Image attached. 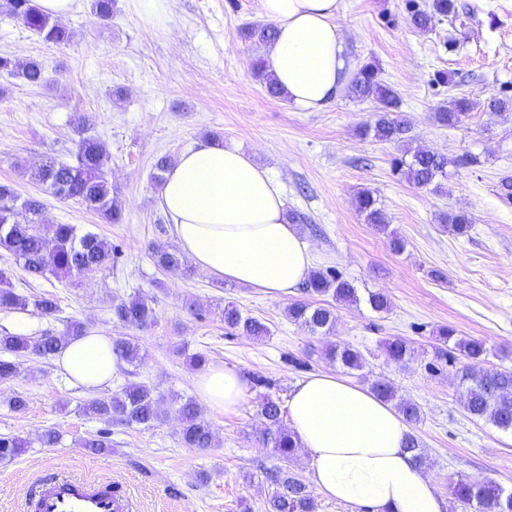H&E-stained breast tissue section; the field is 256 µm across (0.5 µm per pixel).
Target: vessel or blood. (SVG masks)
Instances as JSON below:
<instances>
[{"label":"vessel or blood","mask_w":512,"mask_h":512,"mask_svg":"<svg viewBox=\"0 0 512 512\" xmlns=\"http://www.w3.org/2000/svg\"><path fill=\"white\" fill-rule=\"evenodd\" d=\"M33 507L35 512H134L132 500L111 483L71 475L44 479Z\"/></svg>","instance_id":"vessel-or-blood-1"}]
</instances>
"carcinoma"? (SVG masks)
Listing matches in <instances>:
<instances>
[{
	"instance_id": "1",
	"label": "carcinoma",
	"mask_w": 512,
	"mask_h": 512,
	"mask_svg": "<svg viewBox=\"0 0 512 512\" xmlns=\"http://www.w3.org/2000/svg\"><path fill=\"white\" fill-rule=\"evenodd\" d=\"M4 15L21 23L55 46H66L71 42L72 33L58 20L42 13L34 0H4L0 5ZM457 13L455 0H431L426 7L415 6L410 11L411 23L422 30L430 29L445 17ZM246 37L259 45L274 40L276 31L270 23L250 24L245 28ZM253 69L263 80L267 93L279 98L282 92L274 78L266 70L265 63L258 59ZM18 76L30 86H42L48 82L43 63L36 59L25 62L9 56H0V74ZM349 93L358 99L372 97L378 101V118L368 126V131L381 140L405 143L409 128L399 117V97L388 85L378 78L376 68L371 64L361 66L354 76ZM471 103L456 100L435 112L438 125L453 127L463 121ZM93 119L81 117L78 124L80 140L76 160L73 162L50 158L30 170L33 179L42 184L46 191L61 195L63 199L79 201L94 211L107 224H121L124 215L114 195L112 183L105 171L107 152L103 142L90 135ZM407 158L401 161L406 179L419 188L431 185L441 188L439 180L448 177V157L425 148L406 149ZM358 210L365 222L379 231L387 229L384 211L377 206V200L369 191L358 195ZM42 204L34 198L21 199L11 186L0 182V250L8 253L33 279L54 277L58 280L79 278L85 274L112 265L115 248L98 235L82 233L74 224L41 223ZM451 230L465 234L471 228L470 217L463 213H451L446 218ZM156 266L173 273L186 274L190 271L186 257L176 248L164 244L153 245ZM303 291L310 296H330L333 302L300 300L288 307V319L306 330L312 336L331 334L336 323V304H356L360 301L358 288L339 276L333 270L312 271ZM34 308L42 316H51L59 311L55 298L35 296L30 298L14 291L6 271L0 270V309L26 310ZM112 315L125 326L146 328L156 321V312L149 300L139 294L112 305ZM224 325L230 331L244 336L262 337L268 327L259 319L244 315L233 305L224 307ZM84 332L82 323L71 321L60 333L47 332L38 338L24 334L0 336V353L13 359L0 358V382L9 381L20 373L19 357L37 356L50 358L68 339ZM451 327L439 329L435 336L434 356L448 359L453 350L462 351L468 364L461 373L465 384L462 403L473 418L485 420L497 429L512 432V369L487 368V349L478 340H456ZM387 360L401 365L415 356V347L402 338L386 339L382 343ZM112 353L119 360L134 363L140 360L137 344L125 337L112 339ZM325 357L346 371L360 370L365 363L363 353L349 345L332 344L325 350ZM371 391L395 406L409 424L421 420L420 407L409 400L397 398L395 388L388 382L371 383ZM164 397L144 383H129L120 393L110 397H91L81 406L83 415L105 424L83 447L95 452L112 448L109 440L110 424L142 426L152 428L166 415L162 409ZM258 412L264 419L261 441L271 449L272 457L279 466L267 472V478L274 485L265 502V512H316L317 503L309 485L291 467L295 460L298 443L291 430L283 424L281 402L269 395L263 397ZM180 422L179 438L186 448H209L214 435L211 424L204 419L197 403L186 399L176 408ZM30 441L20 436H0V459H11L26 448ZM454 505L450 512H456V505H462L467 512H512V492H505L491 481L470 478L458 479L452 487Z\"/></svg>"
}]
</instances>
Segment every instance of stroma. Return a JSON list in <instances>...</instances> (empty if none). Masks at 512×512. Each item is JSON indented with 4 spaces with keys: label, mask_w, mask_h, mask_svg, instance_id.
<instances>
[{
    "label": "stroma",
    "mask_w": 512,
    "mask_h": 512,
    "mask_svg": "<svg viewBox=\"0 0 512 512\" xmlns=\"http://www.w3.org/2000/svg\"><path fill=\"white\" fill-rule=\"evenodd\" d=\"M456 4V17L428 32L411 24L407 0H344L337 19L358 63L375 65L399 96L413 146L447 155L450 176L436 191L405 179L397 165L401 145L366 134L374 100L347 94L323 111L298 112L267 95L252 70L261 49L243 36L246 24L263 20L260 0H174L162 23L144 15L138 0H114L105 22L85 2L65 18L73 38L60 49L0 13V55L40 60L49 76L41 87L0 77V181L20 197L39 198L43 223L77 225L120 251L112 267L75 285L32 279L1 256L15 292L54 296L59 310L51 317L0 310V336L59 333L77 320L130 338L143 359L124 364L103 395L145 383L165 396L169 412L150 429L113 426L111 451L92 452L82 442L100 424L80 411L88 392L54 359L24 361L17 377L0 383V435L28 438L32 446L0 460V512H28L39 481L64 473L112 480L133 497L137 512H243L247 505L264 512L272 487L258 471L275 461L259 440L257 404L266 394L287 400L309 374L333 371L324 357L331 343L364 354L365 367L352 382L366 387L387 380L420 406L422 420L412 431L442 496L461 477L512 492V433L469 417L460 385L466 358L439 361L431 347L433 331L449 326L457 337L485 342L489 366L512 367V198L500 191L501 179L512 177V112L485 107L490 98L512 97V0ZM461 98L472 104L467 117L454 128L439 126L437 107ZM84 114L94 116L92 133L106 146L124 223H104L22 171L49 158L71 160ZM210 134L241 147L281 182L287 212L305 218L300 229L314 269H336L360 292L384 293L389 310L378 313L364 302L337 306L333 333L312 336L288 320V300L198 269L188 277L158 269L152 246L173 238L150 178L153 166ZM467 154L479 164L459 165ZM364 189L405 239L403 252L391 251L385 235L364 222L356 205ZM459 211L472 222L464 235L440 222L441 214ZM135 294L153 300L157 321L150 328L112 319L113 304ZM229 303L264 322L269 336L229 334L222 318ZM395 337L416 348L402 365L388 362L381 348ZM181 346L253 381L237 412L203 410L214 431L212 447L204 450L183 447L177 436L173 410L195 394V371L178 354ZM18 394L27 401L20 412L10 407ZM50 428L60 440L47 447L39 437ZM203 473L208 482L200 481Z\"/></svg>",
    "instance_id": "35a3bbf8"
}]
</instances>
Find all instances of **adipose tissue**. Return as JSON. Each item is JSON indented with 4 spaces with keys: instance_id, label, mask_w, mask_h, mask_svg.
Segmentation results:
<instances>
[{
    "instance_id": "ef3b65f1",
    "label": "adipose tissue",
    "mask_w": 512,
    "mask_h": 512,
    "mask_svg": "<svg viewBox=\"0 0 512 512\" xmlns=\"http://www.w3.org/2000/svg\"><path fill=\"white\" fill-rule=\"evenodd\" d=\"M260 6L276 30L261 52L268 71L297 111L324 110L356 72L337 23L343 0H260ZM159 198L177 247L207 275L282 299L306 280L311 251L287 219L282 185L240 147L203 140L186 148ZM56 365L94 391L123 363L111 337L90 329L59 350ZM194 388L208 409L229 413L246 402L250 380L212 363L195 375ZM288 411L308 480L321 494L361 512H446L435 481L405 448L403 416L370 389L315 373L293 389Z\"/></svg>"
}]
</instances>
